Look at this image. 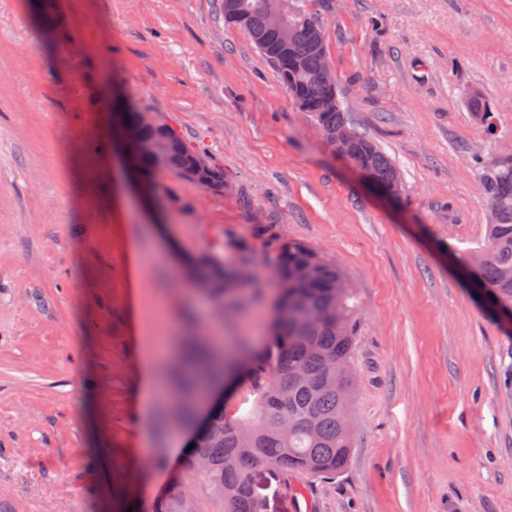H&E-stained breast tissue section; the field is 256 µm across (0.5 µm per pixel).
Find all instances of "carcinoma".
Masks as SVG:
<instances>
[{
  "label": "carcinoma",
  "instance_id": "cac0c4a2",
  "mask_svg": "<svg viewBox=\"0 0 512 512\" xmlns=\"http://www.w3.org/2000/svg\"><path fill=\"white\" fill-rule=\"evenodd\" d=\"M226 19L243 28L276 69L291 97L330 135L347 136L352 150L346 156L380 190L401 189L391 158L371 139L359 133L343 109L322 111L336 88L325 83L319 69L326 53H317L311 24L317 16L304 9L288 15L294 33L293 51L278 47L276 35L265 28L266 13L277 0H224ZM112 125L136 126L155 143L174 141L180 149L162 159L147 156L141 174L152 180L161 170L187 176L198 149L171 126L156 127L145 112L129 104L112 107ZM480 175L487 199L493 200L484 247L458 258V265L476 298L500 324L512 317V158L483 162ZM201 187H224V170L216 163L192 177ZM273 265L279 295L273 310L288 319L272 317L266 346H241L231 361L207 351L192 354L186 391L207 375L224 379L225 388L237 386L255 396L250 411L230 416L219 404L196 439L184 466L208 478L222 491L224 512H256L251 472L264 468L275 475L302 474L310 479H333L346 467L355 418L352 406L355 380L352 354L358 312L352 282L334 260L290 238L272 241ZM200 280L216 300L236 302L245 285L237 282L236 266L208 255L197 260ZM344 367V387H334L336 369Z\"/></svg>",
  "mask_w": 512,
  "mask_h": 512
}]
</instances>
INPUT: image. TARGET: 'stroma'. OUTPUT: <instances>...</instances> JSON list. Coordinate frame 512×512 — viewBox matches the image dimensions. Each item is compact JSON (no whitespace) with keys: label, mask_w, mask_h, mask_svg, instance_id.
Segmentation results:
<instances>
[{"label":"stroma","mask_w":512,"mask_h":512,"mask_svg":"<svg viewBox=\"0 0 512 512\" xmlns=\"http://www.w3.org/2000/svg\"><path fill=\"white\" fill-rule=\"evenodd\" d=\"M301 5L399 197L325 143L224 0H0V512H224L169 457L189 428L161 403L142 418L141 355L214 335L262 348L279 286L259 224L336 259L361 331L347 467L257 470V512H512V341L451 261L485 239L475 154L512 156V0ZM117 98L201 146L227 188L162 171L141 203L112 147ZM204 253L247 263L242 310L172 286Z\"/></svg>","instance_id":"1"}]
</instances>
